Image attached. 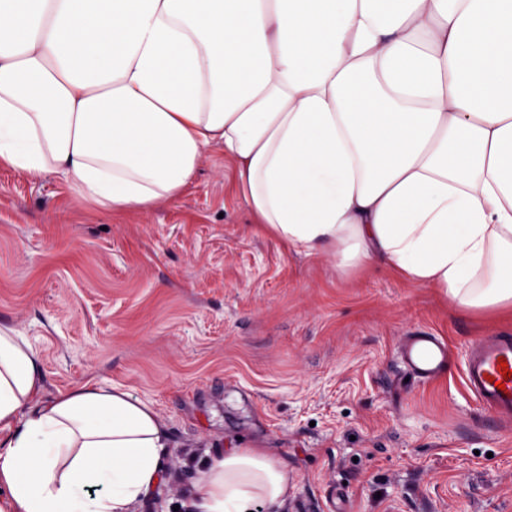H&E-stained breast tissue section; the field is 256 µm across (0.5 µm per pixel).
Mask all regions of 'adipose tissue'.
I'll list each match as a JSON object with an SVG mask.
<instances>
[{
    "label": "adipose tissue",
    "mask_w": 512,
    "mask_h": 512,
    "mask_svg": "<svg viewBox=\"0 0 512 512\" xmlns=\"http://www.w3.org/2000/svg\"><path fill=\"white\" fill-rule=\"evenodd\" d=\"M211 145L296 253L512 306V0H0V166L147 213ZM41 387L0 328V512H129L168 446L151 403ZM287 490L246 448L192 507L279 512Z\"/></svg>",
    "instance_id": "ef3b65f1"
}]
</instances>
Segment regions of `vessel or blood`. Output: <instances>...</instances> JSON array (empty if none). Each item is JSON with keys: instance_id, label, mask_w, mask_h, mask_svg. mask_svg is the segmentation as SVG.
I'll return each mask as SVG.
<instances>
[{"instance_id": "obj_1", "label": "vessel or blood", "mask_w": 512, "mask_h": 512, "mask_svg": "<svg viewBox=\"0 0 512 512\" xmlns=\"http://www.w3.org/2000/svg\"><path fill=\"white\" fill-rule=\"evenodd\" d=\"M398 351L408 372L419 381H438L451 357L447 341L435 334L413 333L401 338ZM512 336H486L470 348L464 370L466 387L485 408L505 421L512 420Z\"/></svg>"}]
</instances>
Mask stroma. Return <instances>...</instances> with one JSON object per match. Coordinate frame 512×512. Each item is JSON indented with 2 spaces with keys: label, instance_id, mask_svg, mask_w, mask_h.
Instances as JSON below:
<instances>
[{
  "label": "stroma",
  "instance_id": "stroma-1",
  "mask_svg": "<svg viewBox=\"0 0 512 512\" xmlns=\"http://www.w3.org/2000/svg\"><path fill=\"white\" fill-rule=\"evenodd\" d=\"M0 327L35 351L40 400L91 380L152 404L169 446L133 512H192L199 474L241 448L287 471L281 512H512V423L462 377L474 340L512 334V307L285 249L223 147L145 215L1 167ZM413 331L447 340L440 380L407 379Z\"/></svg>",
  "mask_w": 512,
  "mask_h": 512
}]
</instances>
